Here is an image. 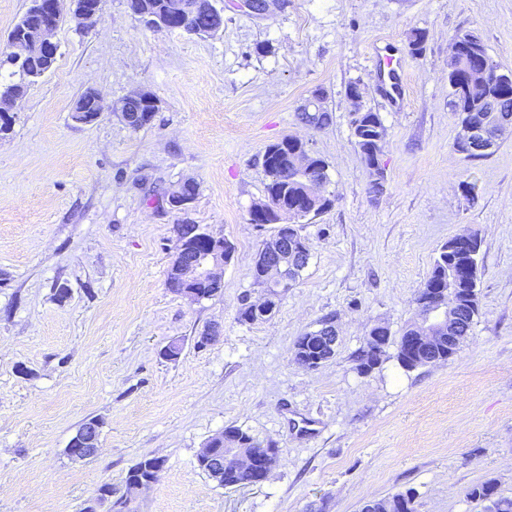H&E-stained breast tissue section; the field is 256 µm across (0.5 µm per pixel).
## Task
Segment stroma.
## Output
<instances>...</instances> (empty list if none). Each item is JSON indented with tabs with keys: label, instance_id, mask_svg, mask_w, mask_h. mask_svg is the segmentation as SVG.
Masks as SVG:
<instances>
[{
	"label": "stroma",
	"instance_id": "35a3bbf8",
	"mask_svg": "<svg viewBox=\"0 0 512 512\" xmlns=\"http://www.w3.org/2000/svg\"><path fill=\"white\" fill-rule=\"evenodd\" d=\"M217 4L224 29L208 38L148 29L125 0H104L86 30L62 19L53 70L0 136V512H81L104 483L129 494L130 512H359L406 491L415 512H484L468 492L489 480L512 497V133L477 160L457 151L447 79L449 39L465 32L512 71V0ZM388 57L407 88L401 112L379 89ZM352 81L387 128L378 195L350 127ZM89 88L102 112L83 124L72 113ZM142 89L159 110L134 130L112 106ZM318 91L322 129L298 112ZM291 135L326 162L331 205L301 228L310 258L296 284L248 323L240 308L261 294L252 266L274 231L249 221L261 156ZM186 179L195 199L169 209ZM187 221L235 247L222 293L199 302L166 286ZM466 233L482 240L479 314L456 354L407 371L391 347L359 373L368 331L399 335L440 247ZM327 317L336 353L311 371L294 344ZM211 326L219 336L197 347ZM173 340L183 350L169 360ZM92 418L99 451L73 460L67 445ZM231 426L277 448L262 484L227 489L199 469ZM146 455L163 468L127 493Z\"/></svg>",
	"mask_w": 512,
	"mask_h": 512
}]
</instances>
